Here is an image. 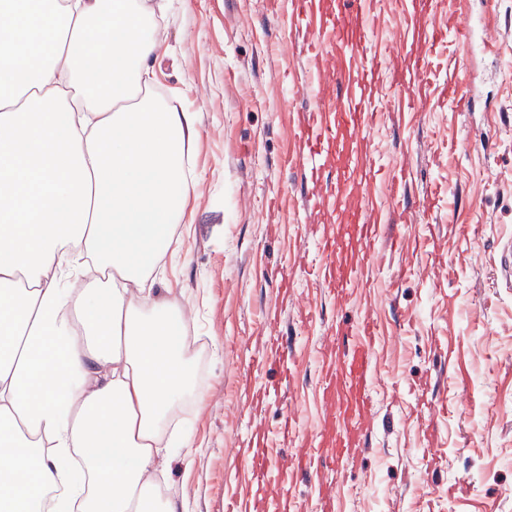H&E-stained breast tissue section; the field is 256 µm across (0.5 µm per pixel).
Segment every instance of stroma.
Returning <instances> with one entry per match:
<instances>
[{
    "instance_id": "stroma-1",
    "label": "stroma",
    "mask_w": 512,
    "mask_h": 512,
    "mask_svg": "<svg viewBox=\"0 0 512 512\" xmlns=\"http://www.w3.org/2000/svg\"><path fill=\"white\" fill-rule=\"evenodd\" d=\"M139 2L162 41L157 105L201 118L185 147L196 197L178 227L177 263L165 270L206 349L193 364V397L176 410L182 428L165 427L164 437L188 435L197 452L188 465L171 458L160 483L187 512H224L233 502L243 512H321L309 477L294 478L278 500L258 489L246 457L248 434L264 430L278 470L292 453L281 439L285 413L303 427L317 422L323 340L344 313L315 284L321 255L305 227L323 217L304 208L307 171L291 161L293 116L312 102L289 46L290 0ZM456 8L476 40L448 38L430 61L458 59L476 110L451 111L448 72L431 77L412 122L377 123L372 145L385 167L373 197L349 199L361 210L387 208L395 167H408L405 241L383 251L361 298L379 328L372 432L331 484L333 512H512V285L500 266L512 240V34L499 24L512 17V0H457ZM374 39L392 47L394 65L426 49L425 37L406 33L400 0H384ZM439 185L447 193L436 228L419 201ZM282 273L294 274L300 300L273 322ZM269 335L290 354L286 401L274 393L277 374L255 363L256 341ZM430 387L447 413L424 410ZM260 388L272 396L257 411L249 398Z\"/></svg>"
}]
</instances>
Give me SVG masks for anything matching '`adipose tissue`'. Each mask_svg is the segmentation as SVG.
Returning <instances> with one entry per match:
<instances>
[{"label":"adipose tissue","instance_id":"adipose-tissue-1","mask_svg":"<svg viewBox=\"0 0 512 512\" xmlns=\"http://www.w3.org/2000/svg\"><path fill=\"white\" fill-rule=\"evenodd\" d=\"M160 48L137 0H0V512H178L195 357L156 285L200 115L146 96Z\"/></svg>","mask_w":512,"mask_h":512}]
</instances>
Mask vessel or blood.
Listing matches in <instances>:
<instances>
[{"label": "vessel or blood", "instance_id": "b4317fda", "mask_svg": "<svg viewBox=\"0 0 512 512\" xmlns=\"http://www.w3.org/2000/svg\"><path fill=\"white\" fill-rule=\"evenodd\" d=\"M295 18L293 46L306 61L302 85L313 99V109L297 119V164L308 167L315 179L311 200L323 212L325 223L310 224L306 232L317 240L325 257L320 268L321 284L343 302L363 287L374 270L372 227L363 211L352 208L353 191L370 192L372 174L380 162L372 150L371 129L376 120L391 124L402 121L398 110L375 112L368 86L358 79L360 70L383 73L391 86L406 89L414 78L427 76L428 56H405L397 69L385 66L386 57L373 40L378 0H341L335 12L325 15L318 0H291ZM335 33L336 48L327 50L323 40ZM448 102L453 111L467 112L472 99L461 82L449 80ZM330 179H322V172ZM358 250H351V242ZM377 325L366 311L336 324L322 355V416L314 429L297 432L295 450L280 482L289 474L304 473L314 479L319 492H326V474L345 470L353 448L368 433L372 341ZM258 366L278 369L282 380L292 370L281 346L267 340L260 347ZM269 436L255 431L249 439L250 463L256 475L269 469L266 448ZM319 456H310V448Z\"/></svg>", "mask_w": 512, "mask_h": 512}]
</instances>
